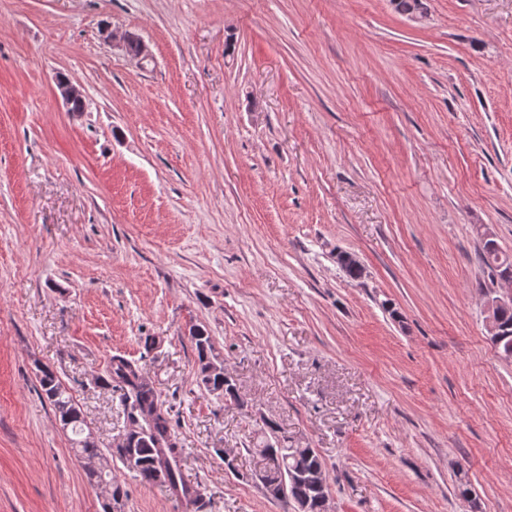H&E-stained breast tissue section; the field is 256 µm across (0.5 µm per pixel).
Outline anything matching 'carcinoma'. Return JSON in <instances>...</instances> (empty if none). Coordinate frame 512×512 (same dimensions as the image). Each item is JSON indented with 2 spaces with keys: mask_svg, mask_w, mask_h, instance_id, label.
I'll return each mask as SVG.
<instances>
[{
  "mask_svg": "<svg viewBox=\"0 0 512 512\" xmlns=\"http://www.w3.org/2000/svg\"><path fill=\"white\" fill-rule=\"evenodd\" d=\"M481 260L489 268L491 276L503 270H512V256L502 255L504 267L491 260L488 244H483ZM504 336L501 351H512V309L499 314ZM191 341L197 353L196 381L205 390L224 398L233 397L231 384L224 378L210 372V366L218 359L209 333L201 328L192 331ZM109 384L119 392L122 415L126 423V446L117 447L116 454L121 463L128 457L136 460L130 472L147 484L156 483V472L164 473L159 482L174 498L183 512H205V501L199 491L185 478L182 467L185 448L175 432L169 413L163 409L156 387L143 379L139 362L124 355H114L108 365ZM38 383L42 398L51 406L55 416L64 422L74 435L73 450L86 461L102 460L104 454L95 441L85 435L82 412L72 394L60 383L54 372L48 368L39 369ZM250 452L266 461L262 470L261 484L266 493L274 498H286L294 505L306 507V512H321L322 490L314 489L304 480L288 482L282 488L283 473H309L324 467V462L314 448H288L265 443ZM88 479L96 484H108L112 489V500L124 496L121 485L112 478V468L87 471Z\"/></svg>",
  "mask_w": 512,
  "mask_h": 512,
  "instance_id": "carcinoma-1",
  "label": "carcinoma"
}]
</instances>
